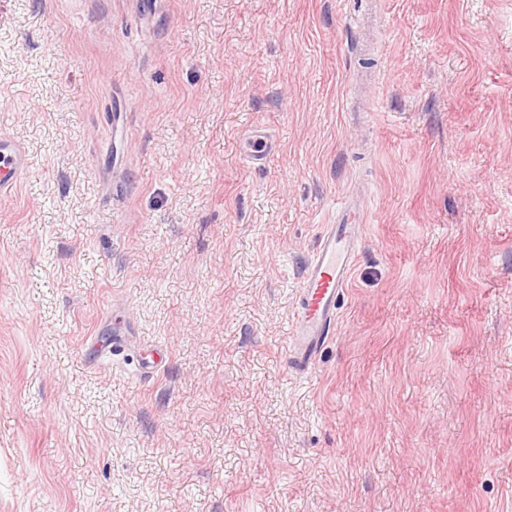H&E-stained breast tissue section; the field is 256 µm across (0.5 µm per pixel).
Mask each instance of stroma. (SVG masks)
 Here are the masks:
<instances>
[{
    "mask_svg": "<svg viewBox=\"0 0 512 512\" xmlns=\"http://www.w3.org/2000/svg\"><path fill=\"white\" fill-rule=\"evenodd\" d=\"M0 134V512H512V0H0ZM28 167V156L17 140L0 135V196L11 194ZM361 212L352 195L337 201L336 215L331 224H323L315 253L303 270V291L288 341V364L300 373L310 372L335 329L362 239Z\"/></svg>",
    "mask_w": 512,
    "mask_h": 512,
    "instance_id": "1",
    "label": "stroma"
}]
</instances>
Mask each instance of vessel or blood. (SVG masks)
<instances>
[{
    "instance_id": "1",
    "label": "vessel or blood",
    "mask_w": 512,
    "mask_h": 512,
    "mask_svg": "<svg viewBox=\"0 0 512 512\" xmlns=\"http://www.w3.org/2000/svg\"><path fill=\"white\" fill-rule=\"evenodd\" d=\"M28 166L23 145L0 135V196L11 194ZM361 208L353 196L336 203L333 221L323 225L317 248L302 273L303 291L288 341L290 368L309 373L331 338L339 302L349 284L362 239Z\"/></svg>"
}]
</instances>
